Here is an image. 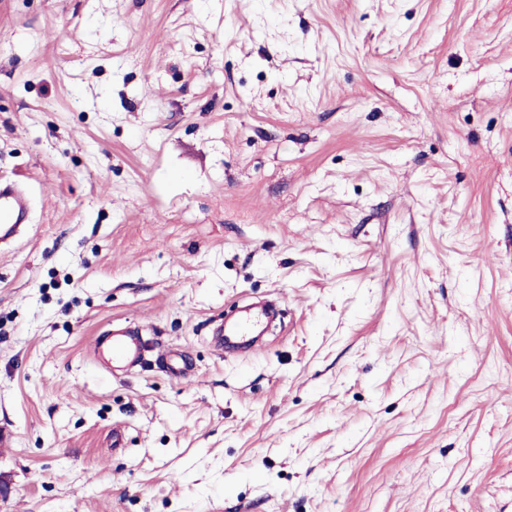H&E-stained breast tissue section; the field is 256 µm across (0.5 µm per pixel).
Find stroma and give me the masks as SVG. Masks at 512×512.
Instances as JSON below:
<instances>
[{
	"label": "stroma",
	"instance_id": "obj_1",
	"mask_svg": "<svg viewBox=\"0 0 512 512\" xmlns=\"http://www.w3.org/2000/svg\"><path fill=\"white\" fill-rule=\"evenodd\" d=\"M11 180L0 512H512V0H0ZM30 203L19 188L0 185V241L15 236L21 224L29 219ZM276 311V304L268 301L261 307L249 306L234 321L219 326L216 330V346L247 347L263 331V326ZM148 350L149 345L140 336L139 329L131 326L113 328L98 336L95 343L96 354L111 356L113 375L141 364Z\"/></svg>",
	"mask_w": 512,
	"mask_h": 512
}]
</instances>
